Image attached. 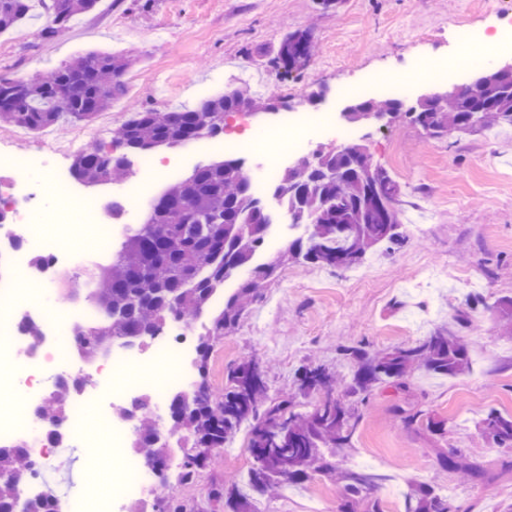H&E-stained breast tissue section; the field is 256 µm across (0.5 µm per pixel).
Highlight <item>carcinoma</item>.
Here are the masks:
<instances>
[{"label":"carcinoma","instance_id":"1","mask_svg":"<svg viewBox=\"0 0 512 512\" xmlns=\"http://www.w3.org/2000/svg\"><path fill=\"white\" fill-rule=\"evenodd\" d=\"M98 0H49L58 28L92 10ZM29 11L26 0H0V33L12 29ZM308 30L288 34L280 44L276 64L291 68L312 55ZM133 59L121 54L88 53L75 62L53 69L45 78L15 81L0 76V124L40 131L66 121H91L126 92L124 76ZM63 92L64 103L56 101ZM378 107L375 100L354 99L344 117L362 121V114ZM286 109L281 98L258 102L238 89L201 101L184 111L158 112L142 108L130 114L118 131V144L133 153L175 147L199 138L224 133V114L245 109ZM389 120L403 117L431 137L450 131H472L490 123L512 126V78L487 72L484 80L458 87L437 99L405 103L393 98L385 103ZM129 174L126 156L96 149L75 156L71 173L84 184L114 181L116 172ZM272 196L288 209L292 223L305 234L288 241L277 259L253 265L270 225L261 197L253 190L243 163L223 159L196 166L183 180L170 184L150 206L145 223L126 235L112 267L84 273L85 283L96 284L86 298L106 320L79 327V349L93 357L114 339L137 338L143 343L159 336L173 319L201 315L226 282L236 289L224 297V307L213 316L208 331L195 347L198 389L193 394H171L166 423L190 448L208 452L182 461L180 479L194 480L209 464V450L224 443L242 426L250 428V448L255 465L248 478L253 491L264 494L271 486L298 483L312 473L339 476L344 481L338 512H383L375 491L388 476L342 467L341 452L350 447L356 427L351 409L339 399H321L303 409L287 397L269 399L268 386L255 363L244 360L229 374L224 396H215L206 383L213 337L236 324L247 302L257 297L261 283L275 276L288 261H303L334 268H351L372 248L400 246L399 189L386 169L373 163L363 145L349 143L316 151L311 162L301 161L270 187ZM496 311L505 331L512 333V297L497 302ZM350 367L346 394L366 395L376 387L409 389L416 370L447 376L470 372L464 338L446 329L418 341L381 351L362 344L337 347ZM300 390H327L336 379L323 365L308 364L297 373ZM74 380L56 389L40 409L42 418L66 419ZM137 419L133 447L150 466L164 462L169 448L157 441L153 403L134 397L123 407ZM400 422L416 424L424 410L395 407ZM485 439L497 447L512 448V415L488 412L479 422ZM28 454L21 444H0V512H14L16 481L27 467ZM439 468L481 479L485 473L474 459L453 448L442 452ZM229 512H251L247 498L227 488ZM405 512H461L453 497L432 485H420L405 498Z\"/></svg>","mask_w":512,"mask_h":512}]
</instances>
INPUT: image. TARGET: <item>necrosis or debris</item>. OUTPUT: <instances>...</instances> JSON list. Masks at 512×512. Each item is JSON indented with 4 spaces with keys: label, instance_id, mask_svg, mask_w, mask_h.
Segmentation results:
<instances>
[{
    "label": "necrosis or debris",
    "instance_id": "4bbe7bcc",
    "mask_svg": "<svg viewBox=\"0 0 512 512\" xmlns=\"http://www.w3.org/2000/svg\"><path fill=\"white\" fill-rule=\"evenodd\" d=\"M455 39L458 53L435 64L436 79L456 81L469 67L472 50L483 36L464 27L456 30ZM352 135V130L337 127L329 113L286 114L279 125L267 129L264 144L254 149L258 163L251 177L259 189H266L279 168L305 152L312 141ZM98 142L97 135L79 132L42 150L0 157V168L12 171L11 176L0 177V254H7L12 265L10 276L0 280V383H10L17 392L16 404L0 408V443L20 442L27 449L30 466L17 479L19 496L49 497L65 503L67 512H120L125 502L144 497L150 486L148 465L130 456L113 468L111 484L61 486V470L73 449L125 447L131 428L126 421L113 420V399L147 391L162 403L171 392L193 388L188 367L192 341L181 321L170 324L149 354L111 348L96 356L88 370L75 364L72 346L62 341L73 329L98 321L101 315L80 305L49 302L47 293L63 269H83L104 251L112 233L99 227L103 205L80 197L50 158L75 149L92 151ZM194 154L190 148L183 157L165 162L141 157L138 178L124 182L113 199L122 215L135 219L150 201L151 188L176 175L184 159ZM71 213L86 226L78 249L66 234L50 237L43 231L44 225L63 223ZM31 325L38 327V338L29 336ZM130 370L135 371V380L116 386L117 376ZM76 376L83 384L73 395L68 418L57 431H49L38 414L44 393ZM91 403L98 409L99 425L89 431L83 418Z\"/></svg>",
    "mask_w": 512,
    "mask_h": 512
}]
</instances>
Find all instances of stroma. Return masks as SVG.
<instances>
[{"instance_id": "stroma-1", "label": "stroma", "mask_w": 512, "mask_h": 512, "mask_svg": "<svg viewBox=\"0 0 512 512\" xmlns=\"http://www.w3.org/2000/svg\"><path fill=\"white\" fill-rule=\"evenodd\" d=\"M512 13V0H341L325 10L317 0H98L65 29L46 37L43 12H31L0 34V74L27 80L96 51L129 52L138 61L126 77L128 92L93 121H74L38 132L17 133L0 125V146L25 152L46 138L76 131L114 134L133 107L167 111L197 105L205 96L240 87L257 100L287 97L303 112L342 113L343 87L381 73L404 77L406 104L421 94L448 90V83L422 80L419 69L448 58L458 21L488 32L498 12ZM134 24L120 28L121 20ZM310 31L315 50L305 63L286 69L274 61L282 39ZM321 91L310 102L311 90ZM355 140L401 188L405 244L369 251L375 267L366 280L348 270L291 263L279 269L228 333L215 339L207 381L223 394L227 372L246 359L257 361L270 397H292L305 406L297 370L321 364L343 370L337 348L365 342L381 350L402 346L439 328H459L470 345L472 370L457 376L419 372L409 391L375 389L366 399L345 397L358 417L351 451L376 461L378 472L398 477L402 489L443 483L465 512H502L512 503V450L487 443L476 422L495 409L512 414V339L504 337L493 306L512 297V127L429 137L406 121L355 127ZM481 298L466 323L456 321L466 297ZM422 406L444 422L435 434L403 425L395 406ZM248 428L232 438L230 451H213L211 464L192 482L180 480L183 450L173 447L166 487L152 486L151 502L174 495L195 512H226L217 487L237 484L249 495L254 459ZM454 448L478 458L486 476L462 480L440 469L436 453ZM340 483L311 474L257 497L253 512H307L310 499L322 512H337Z\"/></svg>"}]
</instances>
